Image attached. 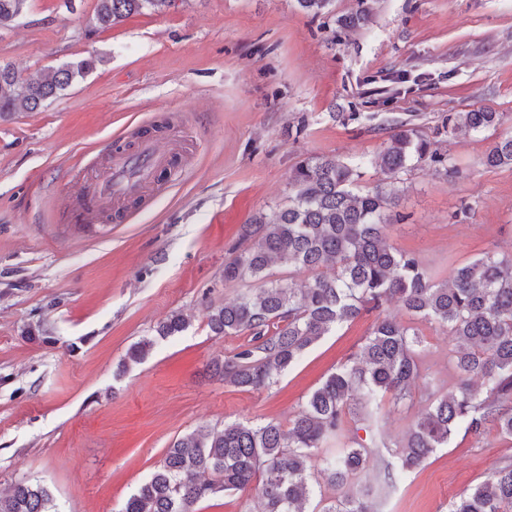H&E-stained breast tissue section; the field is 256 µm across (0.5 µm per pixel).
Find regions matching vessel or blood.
I'll return each mask as SVG.
<instances>
[{"instance_id": "b4317fda", "label": "vessel or blood", "mask_w": 512, "mask_h": 512, "mask_svg": "<svg viewBox=\"0 0 512 512\" xmlns=\"http://www.w3.org/2000/svg\"><path fill=\"white\" fill-rule=\"evenodd\" d=\"M182 163V156L172 149L161 148L157 139L148 137L133 150H119L112 155V172L120 177V184L102 182L94 192L84 194L80 199L82 212L94 217L104 205L129 199L143 198L156 178L159 170L176 169Z\"/></svg>"}]
</instances>
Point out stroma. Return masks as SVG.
<instances>
[{"label": "stroma", "instance_id": "obj_1", "mask_svg": "<svg viewBox=\"0 0 512 512\" xmlns=\"http://www.w3.org/2000/svg\"><path fill=\"white\" fill-rule=\"evenodd\" d=\"M95 6L30 0L0 29V62L27 76L103 59L44 108L0 120V493L38 482L59 512H120L199 427L288 422L371 332L375 313L345 323L261 392L209 368L248 341L207 326L208 306L239 291L224 263L252 215L287 204L303 158L365 161L361 186L373 187L397 119L459 173L419 163L402 174L389 243L443 279L512 252V168L483 163L512 132V0H369L367 20L337 36L296 0H176L94 31ZM480 107L506 113L503 125L448 133L449 113ZM155 124L184 166L158 179L151 203L124 202L127 223L80 225L72 209L106 176L107 151ZM174 313L187 329L119 371ZM385 313L415 323L428 367L412 412L384 409L393 442L427 393L456 390L458 371L444 329L396 305ZM507 458L512 440L496 429L457 434L405 482L379 485L375 508L448 512Z\"/></svg>", "mask_w": 512, "mask_h": 512}]
</instances>
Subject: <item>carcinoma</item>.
<instances>
[{"label": "carcinoma", "mask_w": 512, "mask_h": 512, "mask_svg": "<svg viewBox=\"0 0 512 512\" xmlns=\"http://www.w3.org/2000/svg\"><path fill=\"white\" fill-rule=\"evenodd\" d=\"M174 2L97 0L93 29ZM296 2L314 17L332 13L333 0ZM28 5L29 0H0V28L20 19ZM367 17V0H357L355 11L338 24L354 28ZM100 62L93 55L76 58L38 79L0 63V119L38 110ZM505 118L485 108L450 112L448 131L478 132ZM388 125L393 127L389 143L375 160L386 174L396 177L425 160L456 173L427 139L393 119ZM483 164L512 167V134L493 143ZM365 165L319 156L300 161L290 177L288 205L271 219L260 214L249 220L243 246L233 248L224 263V284L256 287L206 315L216 336H249L240 351L213 361L224 382L235 387H270L309 347L375 310L378 317L360 352L329 374L286 426L232 422L220 431L202 428L177 439L121 512H193L209 496L252 492L259 512H374L367 499L370 479L395 486L436 449L448 446L454 434H479L493 425L512 439V254L487 252L438 280L418 257L388 244L387 211L396 205V194L382 183L358 189ZM276 261L302 267L311 277L299 284L274 280L270 267ZM391 302L448 331L455 343L458 389L430 394L399 442L359 443L322 456L320 450L342 436L347 416L373 432L382 428L383 398L391 397L397 409L413 407V390L422 379V340L411 326L382 314ZM186 327L185 318L175 314L157 334L166 338ZM153 344L143 339L131 345L120 369L141 363ZM317 469L334 494L320 498L315 511L309 504ZM0 512L58 510L46 486L24 480L0 495ZM448 512H512V460L499 462L487 480L455 497Z\"/></svg>", "instance_id": "cac0c4a2"}]
</instances>
